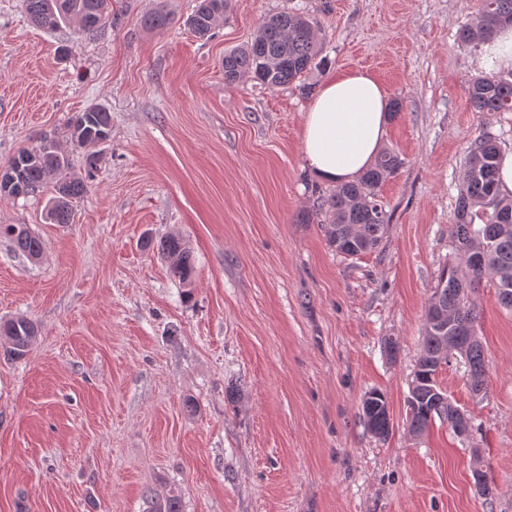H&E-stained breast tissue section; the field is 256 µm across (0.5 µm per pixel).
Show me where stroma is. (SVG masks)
<instances>
[{"instance_id":"obj_1","label":"stroma","mask_w":512,"mask_h":512,"mask_svg":"<svg viewBox=\"0 0 512 512\" xmlns=\"http://www.w3.org/2000/svg\"><path fill=\"white\" fill-rule=\"evenodd\" d=\"M197 4L112 0L89 38L0 0V166L56 135L83 173L67 122L112 114L71 223L47 220L48 192L0 196V223L44 244L32 262L0 239V319L39 328L23 358L0 346V512H148L147 494L171 492L184 512H512V311L489 283L474 295L482 392L458 361L437 376L469 436L406 425L426 304L459 258L466 147L484 130L512 152V112L469 103L482 47L458 33L482 0H232L208 39L185 24ZM296 6L323 44L312 89L365 70L402 104L384 142L403 161L380 188L392 219L360 257L301 221L332 189L302 156L310 96L224 78L225 52ZM158 11L166 28L145 23ZM172 233L193 254L186 283L147 247ZM374 389L384 438L362 419ZM361 412L368 430L379 438L389 435L392 428L390 410L385 395L379 390H372L362 400Z\"/></svg>"}]
</instances>
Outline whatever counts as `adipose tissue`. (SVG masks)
I'll list each match as a JSON object with an SVG mask.
<instances>
[{"label":"adipose tissue","instance_id":"obj_1","mask_svg":"<svg viewBox=\"0 0 512 512\" xmlns=\"http://www.w3.org/2000/svg\"><path fill=\"white\" fill-rule=\"evenodd\" d=\"M387 93L370 73L343 71L323 84L305 115L302 151L321 181L344 183L374 161L387 135Z\"/></svg>","mask_w":512,"mask_h":512}]
</instances>
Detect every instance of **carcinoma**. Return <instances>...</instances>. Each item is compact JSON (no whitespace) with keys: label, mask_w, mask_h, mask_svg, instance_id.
Returning a JSON list of instances; mask_svg holds the SVG:
<instances>
[{"label":"carcinoma","mask_w":512,"mask_h":512,"mask_svg":"<svg viewBox=\"0 0 512 512\" xmlns=\"http://www.w3.org/2000/svg\"><path fill=\"white\" fill-rule=\"evenodd\" d=\"M110 0H24L29 21L36 27L54 30L62 23L76 24V33L101 31L109 18ZM229 0H199L187 24L199 38L209 37L224 22ZM512 24V0H483L482 10L463 27L459 39L471 43L489 41L498 30ZM315 22L305 13L280 12L266 18L250 43L224 53V76L230 82L243 79L266 88L290 86L319 66L320 49ZM470 103L477 112H512V80L496 75L470 82ZM112 132L111 113L93 106L73 116L66 137L85 150L87 171L96 168L95 146ZM500 148L487 132L472 138L466 151L461 185L454 207L450 234L461 263L444 269L425 309L420 354L410 387L408 431L421 436L435 418L448 421L452 431L469 428L470 420L439 386L438 368L459 360L473 393L480 392L486 376L483 345L478 336L479 312L472 295L482 280L493 282L500 304L512 311V195H503L496 174ZM20 166L21 195H33L53 185L46 215L53 224L73 219L72 200L84 189L83 180L71 171L68 156L55 139L18 151L8 165ZM403 165L393 150L381 152L374 164L357 181L340 184L317 196L316 206L305 213L309 224L326 225L329 245L350 257L374 251L381 244L391 215L379 196L383 182ZM0 238L30 261L43 254V242L26 224H0ZM158 252L171 262L179 280L187 282L194 271L192 252L180 235L160 241ZM38 327L26 317L0 321V341L7 353L23 356L36 341ZM361 412L368 430L379 438L392 428L385 395L372 390L362 400ZM149 512H183L179 495L169 494L151 501Z\"/></svg>","instance_id":"obj_1"}]
</instances>
